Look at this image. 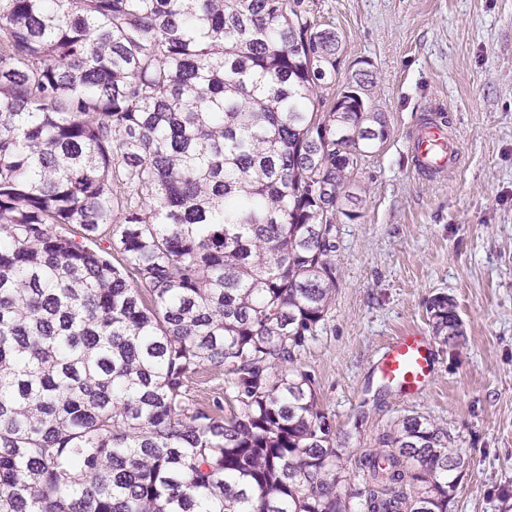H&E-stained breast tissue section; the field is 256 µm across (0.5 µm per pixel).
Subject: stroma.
<instances>
[{
	"instance_id": "35a3bbf8",
	"label": "stroma",
	"mask_w": 512,
	"mask_h": 512,
	"mask_svg": "<svg viewBox=\"0 0 512 512\" xmlns=\"http://www.w3.org/2000/svg\"><path fill=\"white\" fill-rule=\"evenodd\" d=\"M341 38L334 93L360 62L364 99L387 139L355 170L357 219L336 229V290L298 366L347 458L351 512L361 456L419 417L447 430L468 465L448 512H512V0H306ZM441 118L463 155L429 178L414 167L420 121ZM456 304L463 335L435 337L429 300ZM428 336L430 388L383 385L376 364L393 336Z\"/></svg>"
}]
</instances>
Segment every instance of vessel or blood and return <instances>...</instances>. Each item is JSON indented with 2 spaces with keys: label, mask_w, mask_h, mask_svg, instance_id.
I'll list each match as a JSON object with an SVG mask.
<instances>
[{
  "label": "vessel or blood",
  "mask_w": 512,
  "mask_h": 512,
  "mask_svg": "<svg viewBox=\"0 0 512 512\" xmlns=\"http://www.w3.org/2000/svg\"><path fill=\"white\" fill-rule=\"evenodd\" d=\"M418 172L431 177L447 169L458 168L462 154L456 142L433 118H425L421 132L412 145ZM434 354L427 337L406 331L394 337L377 365L379 378L397 388L403 395L413 396L432 383Z\"/></svg>",
  "instance_id": "obj_1"
}]
</instances>
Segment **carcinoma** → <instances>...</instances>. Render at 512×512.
I'll return each instance as SVG.
<instances>
[{"label":"carcinoma","mask_w":512,"mask_h":512,"mask_svg":"<svg viewBox=\"0 0 512 512\" xmlns=\"http://www.w3.org/2000/svg\"><path fill=\"white\" fill-rule=\"evenodd\" d=\"M305 0H0V512H350L298 357L388 129ZM96 242L91 248L88 243ZM429 319L461 336L448 296ZM224 370L232 410L195 402ZM364 512H448L427 420ZM190 395L200 404H213L214 400H220L227 409L228 389L226 376L223 370L206 369L192 376L190 383Z\"/></svg>","instance_id":"cac0c4a2"}]
</instances>
